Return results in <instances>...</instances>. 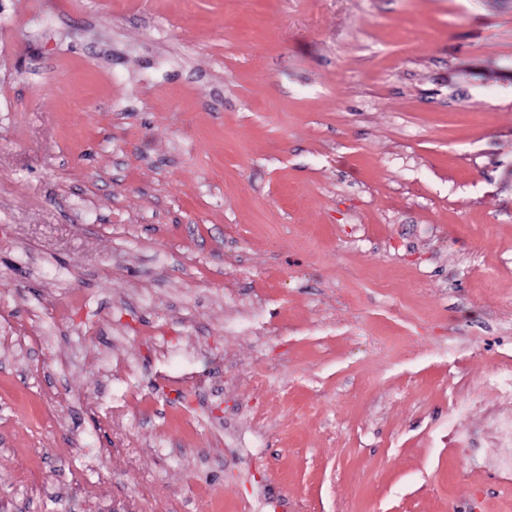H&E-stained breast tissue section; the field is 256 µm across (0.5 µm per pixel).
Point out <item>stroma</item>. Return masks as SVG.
<instances>
[{"label":"stroma","instance_id":"obj_1","mask_svg":"<svg viewBox=\"0 0 512 512\" xmlns=\"http://www.w3.org/2000/svg\"><path fill=\"white\" fill-rule=\"evenodd\" d=\"M512 0H0V512H512ZM496 441L499 453L495 459V466L501 470H512V418L507 417L499 421Z\"/></svg>","mask_w":512,"mask_h":512}]
</instances>
